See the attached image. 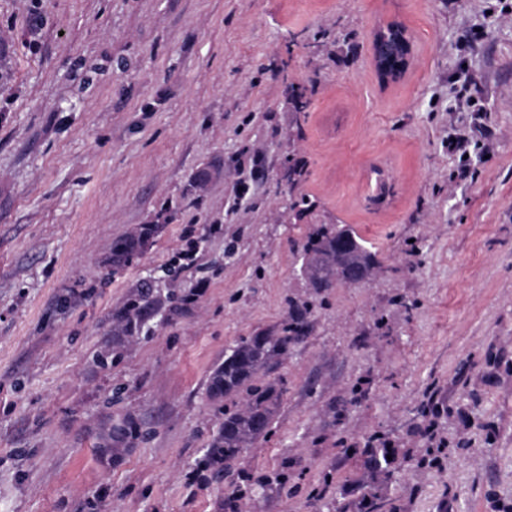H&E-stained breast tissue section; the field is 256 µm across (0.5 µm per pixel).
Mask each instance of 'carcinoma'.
<instances>
[{
	"label": "carcinoma",
	"mask_w": 512,
	"mask_h": 512,
	"mask_svg": "<svg viewBox=\"0 0 512 512\" xmlns=\"http://www.w3.org/2000/svg\"><path fill=\"white\" fill-rule=\"evenodd\" d=\"M159 230L157 224H143L112 248V262L130 263L140 256ZM310 261V278L315 288H328L333 277L348 279L354 271L368 276L374 268L372 252L348 228L323 229L314 235L306 249ZM158 306L153 289L146 286L131 292L114 316L112 352L99 356L107 367L121 358L125 342L136 338L144 320ZM306 331L305 312L295 309L279 329H266L240 338L224 352V360L215 364L206 380V393L218 416L216 429L209 436L207 448L192 472V479L201 486L220 483L228 476L242 454L266 440L275 423V416L286 391L280 381L268 379L269 374L288 356ZM240 398L243 405L230 409L225 401ZM142 436L139 427L129 416L118 418L108 443L97 448L100 460L118 462L130 451L134 440ZM380 473L391 476L386 442L364 449ZM252 492L250 478L233 487L227 501L216 502V509H236V503Z\"/></svg>",
	"instance_id": "1"
}]
</instances>
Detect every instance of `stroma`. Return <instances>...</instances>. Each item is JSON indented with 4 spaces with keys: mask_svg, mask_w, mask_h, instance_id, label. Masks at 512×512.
<instances>
[{
    "mask_svg": "<svg viewBox=\"0 0 512 512\" xmlns=\"http://www.w3.org/2000/svg\"><path fill=\"white\" fill-rule=\"evenodd\" d=\"M391 18L415 50L385 84L371 34ZM467 133L463 159L448 141ZM142 224L152 244L113 267ZM332 225L373 253L369 282L301 273ZM149 281L160 314L101 367ZM296 307L275 433L232 470L288 487L239 512H356L368 492L385 512L512 505V0H0V512H216L225 485L191 482L207 376ZM121 415L150 435L108 466ZM431 423L450 448L419 466ZM373 436L391 479L362 453ZM158 230L159 225L143 224L117 241L112 248V263H131L145 251Z\"/></svg>",
    "mask_w": 512,
    "mask_h": 512,
    "instance_id": "1",
    "label": "stroma"
}]
</instances>
